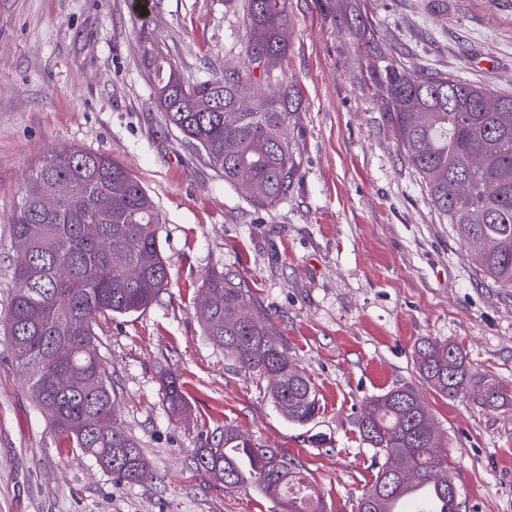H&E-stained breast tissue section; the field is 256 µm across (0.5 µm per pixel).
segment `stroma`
<instances>
[{"mask_svg":"<svg viewBox=\"0 0 512 512\" xmlns=\"http://www.w3.org/2000/svg\"><path fill=\"white\" fill-rule=\"evenodd\" d=\"M0 0V313L14 292L11 215L51 151L111 155L163 218L169 284L144 311L97 327L121 428L153 479L129 483L63 448L0 335V512H283L255 485L225 488L197 468L198 448L237 430L297 462L326 512H357L373 483L374 450L357 420L401 385L423 397L441 434L462 512H512V405L448 400L417 375L426 339L457 343L472 372L512 382V288L484 279L403 162L373 72L355 35L424 72L445 71L512 94V0H288V56L276 74L297 84L288 129L298 175L276 210L256 209L167 127L153 104L144 51L165 45L179 70L204 79L248 69L240 0ZM244 276L291 364L318 392L314 421L288 422L266 380L245 373L195 315L211 271ZM179 377L188 409L170 415L161 378Z\"/></svg>","mask_w":512,"mask_h":512,"instance_id":"35a3bbf8","label":"stroma"}]
</instances>
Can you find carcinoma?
Instances as JSON below:
<instances>
[{"label": "carcinoma", "mask_w": 512, "mask_h": 512, "mask_svg": "<svg viewBox=\"0 0 512 512\" xmlns=\"http://www.w3.org/2000/svg\"><path fill=\"white\" fill-rule=\"evenodd\" d=\"M244 11L248 57L270 82L288 50V0H244ZM358 36L374 44L377 86L403 160L480 274L512 288V96L446 72L422 75L396 46H382L365 23ZM146 68L164 123L225 182L261 210L287 199L297 173L287 130L300 106L299 90L280 87L260 96L253 72L232 68L190 83L161 46L148 49ZM161 224L156 203L122 163L79 147L45 157L11 217L10 353L60 443L129 483L153 474L139 445L116 424L94 326L102 317L146 309L167 287ZM196 315L205 336L241 369L267 378L276 408L289 421L316 417L315 387L288 362L244 279L211 272ZM415 359L420 378L444 398L468 396L485 410L512 404L509 385L472 373L453 342L426 340ZM162 387L168 411L183 413L187 398L179 378L164 375ZM358 429L382 457L358 512H391L390 504L414 483L436 490L445 503L441 512H460L448 459L438 451L439 431L414 388L397 386L371 399ZM195 459L226 488L254 483L267 496L283 498L286 512H325L295 460L233 429H224V442L197 449Z\"/></svg>", "instance_id": "obj_1"}]
</instances>
